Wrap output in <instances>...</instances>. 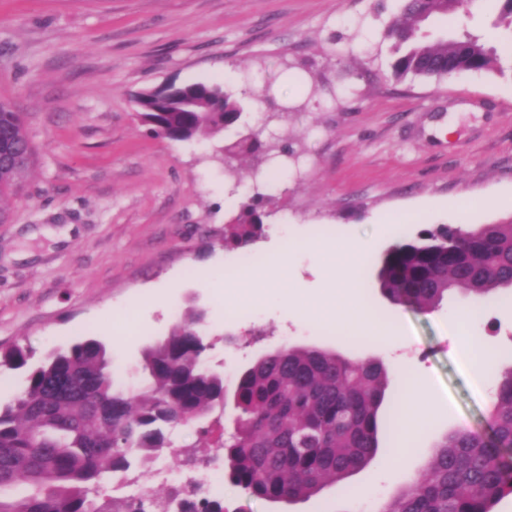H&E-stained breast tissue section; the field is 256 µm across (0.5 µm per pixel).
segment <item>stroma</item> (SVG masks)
I'll return each mask as SVG.
<instances>
[{"label": "stroma", "instance_id": "stroma-1", "mask_svg": "<svg viewBox=\"0 0 512 512\" xmlns=\"http://www.w3.org/2000/svg\"><path fill=\"white\" fill-rule=\"evenodd\" d=\"M401 0H0V99L23 112L34 164L0 224V347L36 353L80 338L103 340L120 381L137 382L142 349L167 336L189 306L207 312L210 369L233 386L237 369L275 349L305 345L376 357L395 379L389 395L420 376L439 399L390 482L376 466L354 485L376 484V501L414 482L436 437L458 428L489 434V405L466 369L455 315L470 298L449 294L433 310L391 303L377 262L405 235L440 224L512 218V71H465L440 79L395 78L385 37ZM502 0H479L453 23H428L427 40L495 34ZM172 81L251 90L252 129L289 156L257 163L213 158V144L149 135L134 92ZM451 134H442L445 126ZM234 177H226L225 167ZM498 196L472 211L468 195ZM262 196L260 239L222 246L241 205ZM412 211L399 224L390 218ZM316 243L291 275L295 304L339 307L342 261L326 242L364 241L361 302L385 326H401L400 349L336 321H300L294 306L263 303L244 315L204 280L260 270L289 240ZM472 327L494 354L487 379L512 366V304L485 307ZM237 512H374L352 509L327 489L296 503H270L239 488Z\"/></svg>", "mask_w": 512, "mask_h": 512}]
</instances>
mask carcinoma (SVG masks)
<instances>
[{
	"mask_svg": "<svg viewBox=\"0 0 512 512\" xmlns=\"http://www.w3.org/2000/svg\"><path fill=\"white\" fill-rule=\"evenodd\" d=\"M459 0H404L385 37L397 54L392 69L441 78L463 71L498 70L497 49L477 36L421 40L422 23L449 19ZM133 103L143 126L177 142L210 139L235 129L244 100L219 83H189L181 91L139 92ZM0 197L14 191L33 163L22 113L0 100ZM267 155L259 136L222 149ZM262 199L241 206L224 227V247L243 248L263 231ZM440 225L404 236L380 259L377 279L392 303L434 309L452 292L488 305L512 288V219L481 224L461 236ZM206 315L190 309L161 341L141 355V382L117 380L106 344L89 337L41 358L27 347L0 350V369H23L26 384L0 405V512H103V487L149 464L173 445L180 425L224 409V377L203 366L211 344ZM390 384L385 366L316 346H287L237 372L233 431L215 439L223 452L224 482L272 502H297L347 480L377 459L379 434L393 415L380 417ZM492 440L457 430L436 444L428 470L399 489L381 512H495L512 495V367L502 373L490 410ZM23 487L24 493L6 492ZM121 512H150L157 498L136 493L118 500ZM162 512H230L223 502L192 489L171 494Z\"/></svg>",
	"mask_w": 512,
	"mask_h": 512,
	"instance_id": "carcinoma-1",
	"label": "carcinoma"
}]
</instances>
